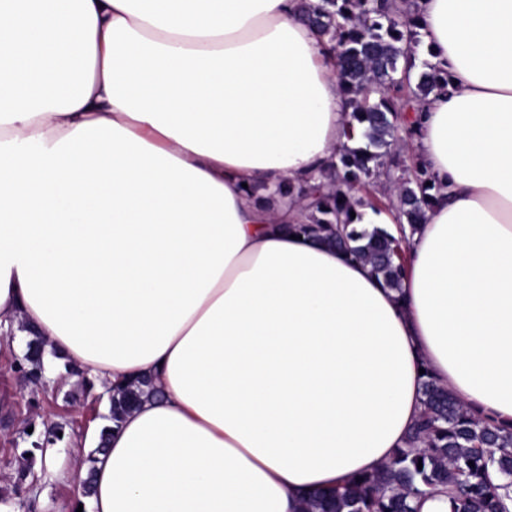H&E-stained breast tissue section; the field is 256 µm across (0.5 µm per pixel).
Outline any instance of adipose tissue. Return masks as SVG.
I'll return each mask as SVG.
<instances>
[{
    "instance_id": "1",
    "label": "adipose tissue",
    "mask_w": 512,
    "mask_h": 512,
    "mask_svg": "<svg viewBox=\"0 0 512 512\" xmlns=\"http://www.w3.org/2000/svg\"><path fill=\"white\" fill-rule=\"evenodd\" d=\"M445 73L403 148L435 186L399 287L286 227L351 120L300 0H0V331L104 392L91 512H298L423 410L512 426V0H416ZM110 416L113 426L118 427L124 417L136 406L144 396H152L158 390L149 377H140L127 385L118 386L109 391Z\"/></svg>"
}]
</instances>
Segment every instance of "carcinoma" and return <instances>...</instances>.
Listing matches in <instances>:
<instances>
[{
  "mask_svg": "<svg viewBox=\"0 0 512 512\" xmlns=\"http://www.w3.org/2000/svg\"><path fill=\"white\" fill-rule=\"evenodd\" d=\"M301 19L315 29L336 64L338 86L354 124L346 136L355 145H342L328 168V183L286 184L275 193L304 205L310 223L293 226L297 233L325 235L333 245L368 263L390 288L399 287L405 272L403 247L415 233L434 199L423 170L393 178L404 115L447 86L435 64L415 63L421 33L413 4L395 0H308ZM396 191L392 204L407 225L396 238L383 228L359 224L362 209L380 204L360 189L381 177ZM46 342L34 334L17 368L31 382L42 381ZM62 378L92 390L93 383L70 362ZM423 412L405 446L370 474L352 476L341 489L315 494L301 503V512H417L427 490H448L450 512H509L512 500V427L504 428L466 408L430 372L422 374ZM158 390L149 377H140L110 391V416L117 427L144 396ZM64 426L49 428L33 442L44 452L61 440ZM474 465H469V462Z\"/></svg>",
  "mask_w": 512,
  "mask_h": 512,
  "instance_id": "carcinoma-1",
  "label": "carcinoma"
}]
</instances>
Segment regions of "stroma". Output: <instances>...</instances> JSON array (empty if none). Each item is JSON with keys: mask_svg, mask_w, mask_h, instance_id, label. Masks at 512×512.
<instances>
[{"mask_svg": "<svg viewBox=\"0 0 512 512\" xmlns=\"http://www.w3.org/2000/svg\"><path fill=\"white\" fill-rule=\"evenodd\" d=\"M26 342L17 333L0 334V512H73L88 499L62 473L72 467L75 456H89L96 448L107 402L97 393L73 390L65 381L47 391L30 389L15 369ZM58 423L65 424V435L47 458L22 461L32 434ZM24 463L31 475L18 491L11 477Z\"/></svg>", "mask_w": 512, "mask_h": 512, "instance_id": "1", "label": "stroma"}]
</instances>
